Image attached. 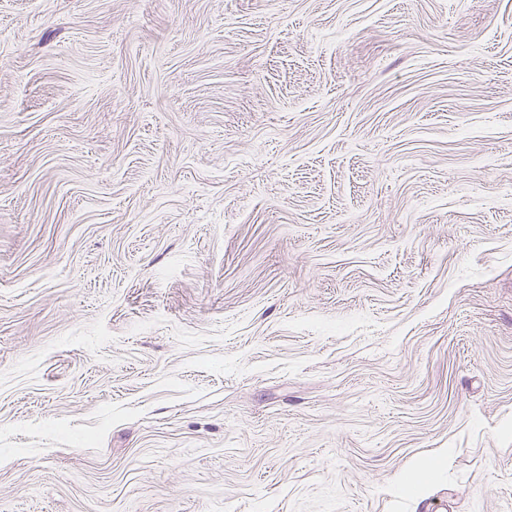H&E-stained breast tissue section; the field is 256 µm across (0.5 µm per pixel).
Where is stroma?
<instances>
[{
    "label": "stroma",
    "instance_id": "1",
    "mask_svg": "<svg viewBox=\"0 0 512 512\" xmlns=\"http://www.w3.org/2000/svg\"><path fill=\"white\" fill-rule=\"evenodd\" d=\"M0 512H512V0H0Z\"/></svg>",
    "mask_w": 512,
    "mask_h": 512
}]
</instances>
